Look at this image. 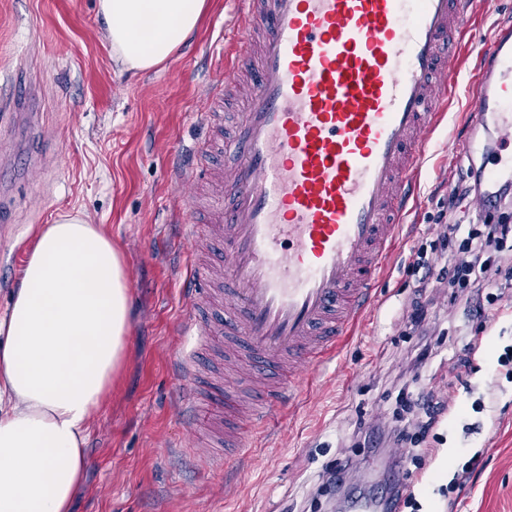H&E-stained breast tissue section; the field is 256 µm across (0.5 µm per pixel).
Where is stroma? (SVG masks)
<instances>
[{"mask_svg":"<svg viewBox=\"0 0 512 512\" xmlns=\"http://www.w3.org/2000/svg\"><path fill=\"white\" fill-rule=\"evenodd\" d=\"M235 19L233 0H210L172 58L133 74L113 64L96 0H0V81L25 60L39 89L34 113H14L0 126V151L17 169L28 141L42 152L37 169L0 180V199L11 210L0 221V263L21 272L39 226L70 214L101 225L128 272L127 358L90 429L73 512H327L334 496L322 471L344 455L376 469L354 430L380 420L415 425L419 410L407 397L418 392L451 402L408 464L419 512H512V379L492 371L512 345V279L501 276L504 296L483 318L468 305L440 301L429 365L397 385L385 378L419 342L401 320L417 284L416 252L435 244L432 225L449 211L456 182L448 143L465 132L477 64L463 42L448 118L430 136L418 200L356 336L268 427L253 460H237L225 446L223 402L204 403L192 421L174 412V401L195 388L172 372L194 345L180 331L186 258L174 242L171 176L208 135L206 94L211 75L235 57ZM475 337L482 346L467 355ZM462 357L466 367L454 372ZM476 451L480 464L464 488L448 492Z\"/></svg>","mask_w":512,"mask_h":512,"instance_id":"1","label":"stroma"}]
</instances>
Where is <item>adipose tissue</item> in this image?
Listing matches in <instances>:
<instances>
[{
	"label": "adipose tissue",
	"mask_w": 512,
	"mask_h": 512,
	"mask_svg": "<svg viewBox=\"0 0 512 512\" xmlns=\"http://www.w3.org/2000/svg\"><path fill=\"white\" fill-rule=\"evenodd\" d=\"M207 0H97L112 59L147 72L197 29ZM127 270L77 215L41 227L0 312V512H70L92 422L126 360Z\"/></svg>",
	"instance_id": "obj_1"
}]
</instances>
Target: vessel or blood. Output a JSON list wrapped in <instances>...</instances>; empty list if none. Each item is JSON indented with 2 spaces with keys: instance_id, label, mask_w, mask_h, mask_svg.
Masks as SVG:
<instances>
[{
  "instance_id": "b4317fda",
  "label": "vessel or blood",
  "mask_w": 512,
  "mask_h": 512,
  "mask_svg": "<svg viewBox=\"0 0 512 512\" xmlns=\"http://www.w3.org/2000/svg\"><path fill=\"white\" fill-rule=\"evenodd\" d=\"M472 0H242L243 51L209 95V141L191 152L217 195L204 218L183 197V239L195 256L220 242V276L199 264L186 275V332L198 337L181 376L198 378L208 357L224 360L223 392L234 407L228 442L243 459L268 420L307 374L335 357L372 309L425 160L430 133L447 116L459 82L454 47L473 26ZM476 93L455 146L474 156L495 131L481 207L494 213L512 176V28L484 41ZM17 68L0 85V120L28 99ZM240 97L232 130L222 101ZM235 157L210 167L216 147ZM224 305L225 323L212 321Z\"/></svg>"
}]
</instances>
